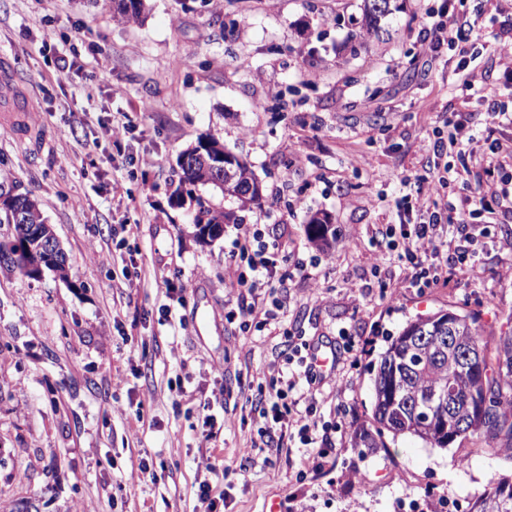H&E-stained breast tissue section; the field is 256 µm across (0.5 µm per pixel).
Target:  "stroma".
<instances>
[{
	"instance_id": "1",
	"label": "stroma",
	"mask_w": 512,
	"mask_h": 512,
	"mask_svg": "<svg viewBox=\"0 0 512 512\" xmlns=\"http://www.w3.org/2000/svg\"><path fill=\"white\" fill-rule=\"evenodd\" d=\"M447 7L467 57L442 46L420 54L428 12ZM502 0H390L366 33L362 0H146L140 22L115 19L111 0H0V57L23 111L0 122V173L31 194L69 259L67 278L0 267V503L37 512H194L205 461L229 469L223 512H392L405 493L429 512L473 502L512 458L482 438L426 448L402 436L366 448L368 366L419 315L478 318L487 341L512 327V192L492 204L481 261L420 289L406 266L375 273V229L400 182L427 172L430 135L457 113L476 129L474 162L456 195L488 174L492 141L512 145V73L481 36L502 21ZM483 93L463 91L460 72ZM126 115L128 132L107 130ZM250 164L262 185L249 205L210 185L175 199L179 154L205 137ZM120 183L123 192L111 191ZM227 216L220 238L194 236L195 196ZM327 217L336 240L308 230ZM137 225L129 234L128 225ZM263 225L287 260L284 334H242L227 313L237 292L224 255L239 229ZM355 340L322 387L342 411L335 451L319 471L296 449L253 448L247 384H270L289 338ZM218 433L199 446L204 415ZM253 456H246V448ZM164 469L157 483L139 463Z\"/></svg>"
}]
</instances>
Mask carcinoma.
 Wrapping results in <instances>:
<instances>
[{"instance_id":"obj_1","label":"carcinoma","mask_w":512,"mask_h":512,"mask_svg":"<svg viewBox=\"0 0 512 512\" xmlns=\"http://www.w3.org/2000/svg\"><path fill=\"white\" fill-rule=\"evenodd\" d=\"M364 20L368 30L379 29L378 22L389 11V0H363ZM117 17L136 22L143 12V0H117ZM180 187L175 194L192 193L197 185H211L222 194L245 206L253 197L235 195L222 184L193 168L178 163ZM195 229L213 231L210 239L224 231V211L197 199ZM0 224L12 225V233L0 239V264L32 277L12 254L27 247L37 248V238L55 237L51 225L29 196L13 193L6 177H0ZM43 269L68 277V256L59 249ZM454 328L448 348L437 342L446 324ZM477 319L454 312H439L406 323L396 335L387 337V346L373 374L374 430L362 429L359 440L368 448L378 447L377 439L412 436L428 448H446L457 440L456 428L470 436L484 437L499 445L512 457V333L498 336L494 347L495 367H490L487 344L480 340ZM470 355L465 374L458 373L456 352ZM469 512H512V478L489 481L487 489L471 504Z\"/></svg>"}]
</instances>
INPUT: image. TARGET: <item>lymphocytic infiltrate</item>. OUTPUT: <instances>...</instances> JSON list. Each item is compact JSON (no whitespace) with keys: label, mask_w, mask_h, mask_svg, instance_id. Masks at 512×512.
<instances>
[{"label":"lymphocytic infiltrate","mask_w":512,"mask_h":512,"mask_svg":"<svg viewBox=\"0 0 512 512\" xmlns=\"http://www.w3.org/2000/svg\"><path fill=\"white\" fill-rule=\"evenodd\" d=\"M448 135L436 139L433 154L437 160L435 180L419 177L404 182L403 193L394 199L392 208L400 221L401 249L383 254L376 265L384 270L392 263L411 267L412 283L417 288L437 284L449 268H474L479 262L476 249H462L455 239L462 225L471 219L491 213L494 192L467 198L462 208L448 205V188L456 186L461 173L458 160L464 159L463 139L469 133L464 119L446 118ZM455 164H448V157ZM233 255L249 259L247 269L226 265L224 274L231 287L239 292L233 311L241 331H248L252 321L261 326L280 328L288 313L287 297H268L269 281L277 273L284 257L279 249L269 248L258 232H240L233 242ZM312 344L292 345L281 364L275 365L282 385L276 393H267L263 386L251 391L250 405L262 447L289 446L298 450L303 459L326 458L333 452L331 422L324 416L325 402L319 399L315 383L319 377L312 366Z\"/></svg>","instance_id":"lymphocytic-infiltrate-1"}]
</instances>
